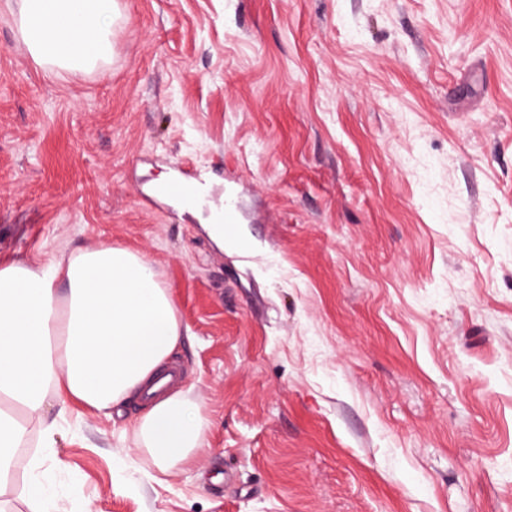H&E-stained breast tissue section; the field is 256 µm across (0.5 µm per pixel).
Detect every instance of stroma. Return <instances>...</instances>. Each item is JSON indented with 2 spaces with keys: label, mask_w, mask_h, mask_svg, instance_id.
<instances>
[{
  "label": "stroma",
  "mask_w": 512,
  "mask_h": 512,
  "mask_svg": "<svg viewBox=\"0 0 512 512\" xmlns=\"http://www.w3.org/2000/svg\"><path fill=\"white\" fill-rule=\"evenodd\" d=\"M5 2L0 259L143 255L208 426L158 482L138 405L50 397L55 512H512V0H117L51 75ZM197 193V180L194 176H182L174 179L165 186L158 188V194L163 197L189 198ZM221 224H209V231L213 239L223 247L239 248L242 239L234 229H228L226 224H238V216L235 210L228 204H224V212L220 214ZM225 224V225H224Z\"/></svg>",
  "instance_id": "35a3bbf8"
}]
</instances>
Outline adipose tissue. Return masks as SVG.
<instances>
[{
  "mask_svg": "<svg viewBox=\"0 0 512 512\" xmlns=\"http://www.w3.org/2000/svg\"><path fill=\"white\" fill-rule=\"evenodd\" d=\"M21 40L47 70H85L112 52L117 0H11ZM182 337L167 288L152 265L122 246L34 265L0 261V488L12 480L29 424L54 442L48 399L66 395L104 415L143 402L136 441L160 473L188 464L206 444L197 405L171 391L153 396Z\"/></svg>",
  "mask_w": 512,
  "mask_h": 512,
  "instance_id": "1",
  "label": "adipose tissue"
}]
</instances>
